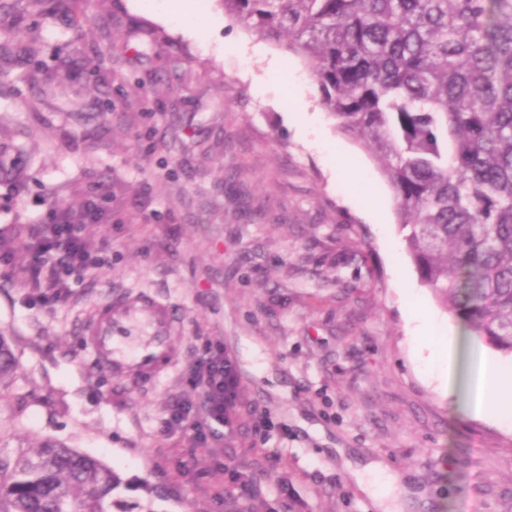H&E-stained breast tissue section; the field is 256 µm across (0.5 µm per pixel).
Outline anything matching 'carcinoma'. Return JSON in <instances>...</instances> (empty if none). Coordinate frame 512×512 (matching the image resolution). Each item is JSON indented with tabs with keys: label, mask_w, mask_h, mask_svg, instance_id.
<instances>
[{
	"label": "carcinoma",
	"mask_w": 512,
	"mask_h": 512,
	"mask_svg": "<svg viewBox=\"0 0 512 512\" xmlns=\"http://www.w3.org/2000/svg\"><path fill=\"white\" fill-rule=\"evenodd\" d=\"M308 65L382 165L420 280L512 356V0H219ZM16 369L0 334V394ZM75 448L0 450V512H154Z\"/></svg>",
	"instance_id": "obj_1"
}]
</instances>
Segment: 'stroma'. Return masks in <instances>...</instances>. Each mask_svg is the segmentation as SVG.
<instances>
[{"label": "stroma", "mask_w": 512, "mask_h": 512, "mask_svg": "<svg viewBox=\"0 0 512 512\" xmlns=\"http://www.w3.org/2000/svg\"><path fill=\"white\" fill-rule=\"evenodd\" d=\"M187 17L196 38L180 31ZM306 111L317 130L303 136ZM333 146L348 175L331 174ZM353 171L382 225L365 196L350 199ZM92 200L104 216L81 235L103 266L78 271L63 302L32 300L2 255L25 257L48 207ZM402 238L380 162L339 129L304 59L219 0H189L165 24L138 0L65 13L0 0V333L18 359L0 398L8 450L67 444L153 512H380L356 476L371 463L391 473L397 512H512V426L466 411L465 365L447 382L412 353L410 312L456 319ZM143 292L183 327L174 370L130 388L96 368L85 331ZM210 344L237 362L233 427L202 447L162 437L176 402L201 404L186 378Z\"/></svg>", "instance_id": "stroma-1"}]
</instances>
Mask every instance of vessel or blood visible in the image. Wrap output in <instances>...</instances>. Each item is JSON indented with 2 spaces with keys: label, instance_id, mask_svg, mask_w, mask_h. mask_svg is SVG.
<instances>
[{
  "label": "vessel or blood",
  "instance_id": "1",
  "mask_svg": "<svg viewBox=\"0 0 512 512\" xmlns=\"http://www.w3.org/2000/svg\"><path fill=\"white\" fill-rule=\"evenodd\" d=\"M143 322L150 334L140 350L123 354L116 343L129 326ZM181 322L171 306L150 295L138 294L101 308L91 325L86 343L103 372L137 384L165 375L174 360L173 339Z\"/></svg>",
  "mask_w": 512,
  "mask_h": 512
}]
</instances>
